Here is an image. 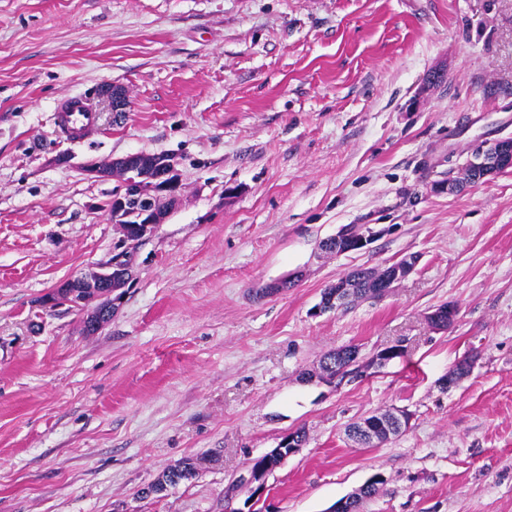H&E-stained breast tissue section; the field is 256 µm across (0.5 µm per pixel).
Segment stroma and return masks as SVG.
Masks as SVG:
<instances>
[{
	"label": "stroma",
	"mask_w": 512,
	"mask_h": 512,
	"mask_svg": "<svg viewBox=\"0 0 512 512\" xmlns=\"http://www.w3.org/2000/svg\"><path fill=\"white\" fill-rule=\"evenodd\" d=\"M106 83L128 93L121 119ZM66 94L100 114L80 142L54 125ZM506 137L512 0H0V512H224L246 497L225 502L229 483L301 427L269 512H326L376 473L363 512H512V169L434 188ZM130 153L170 157L181 201L89 335L83 311L36 300L112 251L120 183L80 168ZM346 225L371 244L322 252ZM410 255L385 297L316 313L352 268ZM445 303L443 331L427 315ZM399 340L362 381L299 379L330 350ZM389 408L405 431L347 440ZM187 457L197 479L141 496Z\"/></svg>",
	"instance_id": "35a3bbf8"
}]
</instances>
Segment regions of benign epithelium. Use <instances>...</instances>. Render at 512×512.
<instances>
[{"label": "benign epithelium", "mask_w": 512, "mask_h": 512, "mask_svg": "<svg viewBox=\"0 0 512 512\" xmlns=\"http://www.w3.org/2000/svg\"><path fill=\"white\" fill-rule=\"evenodd\" d=\"M99 96L107 104L108 109L115 115L127 111L129 100L122 87L106 86L100 90ZM134 158L126 155L104 161L84 164L82 172L90 178H107L116 175L122 163ZM468 167L481 173L482 181H487L496 174L512 168V138H505L488 144L472 153L467 161ZM180 177L174 163L164 156L152 161V171L122 182L109 201L108 216L112 223L120 226V239L113 248L110 256L96 264L91 271L81 277L68 279L50 292L42 295L39 306L60 309L70 307L81 309L84 301L80 299L81 289L95 286L103 289L100 299L104 305L90 308L87 316L86 332L94 335L100 332L118 310L123 296L119 290L112 289L114 277L122 278L130 283L136 264L138 249L148 241L165 222L167 210L159 207L161 201L172 206L179 201ZM373 233L353 231L347 226L338 234L330 237L336 241V255L357 252L365 248L372 240ZM417 261L407 260L395 265L384 267L382 275V295H387L392 285L407 277L415 268ZM458 308L448 305L432 311L428 315L429 322L436 326L456 322ZM402 349V344H395L377 351L373 356V364L382 368L394 360V356Z\"/></svg>", "instance_id": "1"}]
</instances>
